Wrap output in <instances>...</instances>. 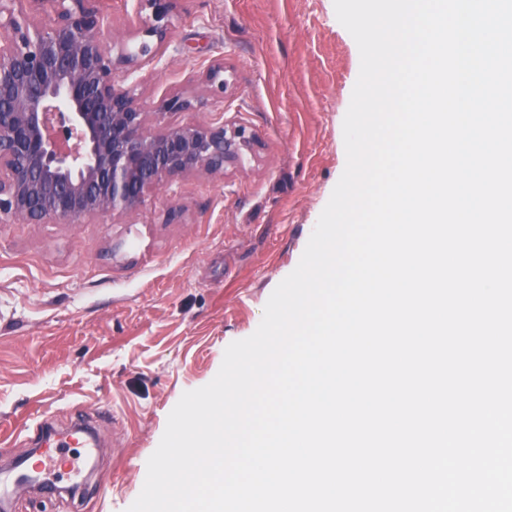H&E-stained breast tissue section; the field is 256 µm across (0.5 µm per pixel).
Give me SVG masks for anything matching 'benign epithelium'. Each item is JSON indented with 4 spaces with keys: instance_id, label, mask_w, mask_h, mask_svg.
<instances>
[{
    "instance_id": "1",
    "label": "benign epithelium",
    "mask_w": 512,
    "mask_h": 512,
    "mask_svg": "<svg viewBox=\"0 0 512 512\" xmlns=\"http://www.w3.org/2000/svg\"><path fill=\"white\" fill-rule=\"evenodd\" d=\"M104 0H0V223L83 224L136 212L186 176L242 168L260 146L235 121L173 124L183 93L154 111L115 80L158 57L178 0H136L135 31L105 42ZM204 82L222 91L224 64Z\"/></svg>"
}]
</instances>
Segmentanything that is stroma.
<instances>
[{
	"instance_id": "stroma-1",
	"label": "stroma",
	"mask_w": 512,
	"mask_h": 512,
	"mask_svg": "<svg viewBox=\"0 0 512 512\" xmlns=\"http://www.w3.org/2000/svg\"><path fill=\"white\" fill-rule=\"evenodd\" d=\"M216 59L222 93L202 81ZM359 71L334 0H179L159 59L116 71L146 109L196 96L171 122L233 120L261 147L123 217L0 224V467L28 456L40 422L79 410L100 441L94 471L52 498L14 488L10 512H127L182 394L213 380L298 265L346 166Z\"/></svg>"
}]
</instances>
